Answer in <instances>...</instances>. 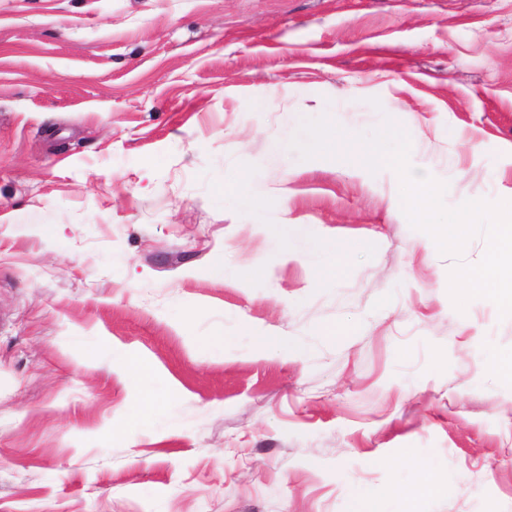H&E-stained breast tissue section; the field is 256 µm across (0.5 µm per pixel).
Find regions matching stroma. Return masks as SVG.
Here are the masks:
<instances>
[{
	"label": "stroma",
	"instance_id": "stroma-1",
	"mask_svg": "<svg viewBox=\"0 0 512 512\" xmlns=\"http://www.w3.org/2000/svg\"><path fill=\"white\" fill-rule=\"evenodd\" d=\"M324 114L511 195L512 0H0V512H512V317L448 292L485 241L270 152ZM388 494H391L390 489L386 492L366 491L353 501L351 512H385L382 500Z\"/></svg>",
	"mask_w": 512,
	"mask_h": 512
}]
</instances>
